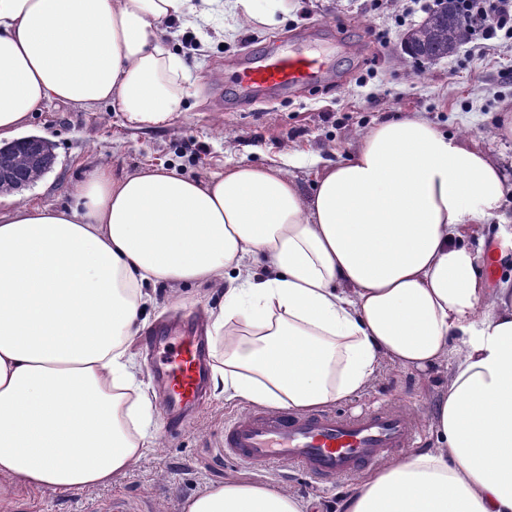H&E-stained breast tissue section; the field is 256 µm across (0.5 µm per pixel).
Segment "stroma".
Wrapping results in <instances>:
<instances>
[{"label": "stroma", "mask_w": 512, "mask_h": 512, "mask_svg": "<svg viewBox=\"0 0 512 512\" xmlns=\"http://www.w3.org/2000/svg\"><path fill=\"white\" fill-rule=\"evenodd\" d=\"M433 0H256L270 25L233 29L231 18L214 17L205 33L172 24L162 44L183 56L192 84L172 127H128L107 104L51 105L31 113L36 135L53 146L55 165L31 187L16 193L29 206L70 203L103 164L114 175L154 165L198 179L223 170L228 160L268 164L291 154V173L311 190L317 162L345 158L357 133L395 115H425L441 131L467 136L512 175V141L493 138L503 113H512V41L486 48L465 44L450 57L419 61L404 49L405 38L426 16ZM301 51L326 67L315 87L285 93H244L238 76L252 54ZM155 300L145 334L129 350L142 368L141 380L158 390L148 337L170 322L186 334L205 330L207 312L221 293L205 284L151 288ZM443 377L387 368L357 399L334 405L358 414L386 405L418 419L419 447L431 445L430 414ZM247 402L207 395L179 430H170L161 402L151 414L152 438L137 464L105 487L81 491L18 490L0 512H182L186 499L236 475L285 486L321 507L356 478L321 484L304 472L281 466L257 474L224 459V424L250 411Z\"/></svg>", "instance_id": "35a3bbf8"}]
</instances>
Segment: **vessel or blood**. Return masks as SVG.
<instances>
[{"label": "vessel or blood", "mask_w": 512, "mask_h": 512, "mask_svg": "<svg viewBox=\"0 0 512 512\" xmlns=\"http://www.w3.org/2000/svg\"><path fill=\"white\" fill-rule=\"evenodd\" d=\"M322 72L317 57L275 53L247 66L239 80L250 91H285L312 84ZM155 349L166 415L170 423H182L205 394L210 367L206 347L191 336L163 335ZM416 438L415 417L392 405L353 417L255 410L225 423L224 455L261 471L285 462L325 484L402 454Z\"/></svg>", "instance_id": "obj_1"}]
</instances>
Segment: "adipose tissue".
Listing matches in <instances>:
<instances>
[{"instance_id": "adipose-tissue-1", "label": "adipose tissue", "mask_w": 512, "mask_h": 512, "mask_svg": "<svg viewBox=\"0 0 512 512\" xmlns=\"http://www.w3.org/2000/svg\"><path fill=\"white\" fill-rule=\"evenodd\" d=\"M220 0H0V139L57 103L166 129L188 66L171 24ZM278 164L208 179L98 167L59 207L0 213V500L102 487L140 458L150 398L127 342L149 287L223 289L212 387L271 411L360 396L387 367L445 372L433 447L384 462L336 512H512V281L488 287L464 224L501 219L504 167L412 114L363 131L311 191ZM183 512H314L226 477Z\"/></svg>"}]
</instances>
